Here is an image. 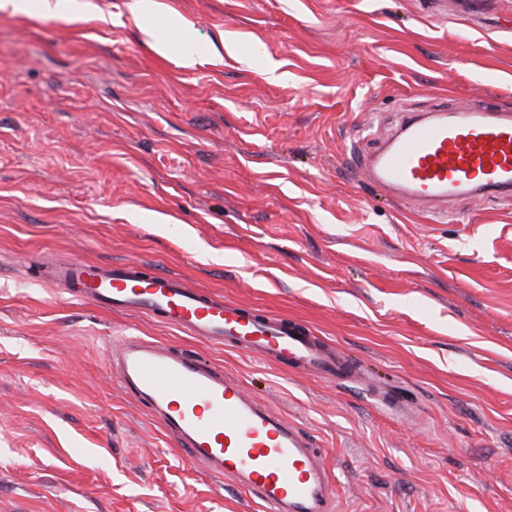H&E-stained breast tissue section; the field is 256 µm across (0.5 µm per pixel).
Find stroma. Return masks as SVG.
<instances>
[{
	"mask_svg": "<svg viewBox=\"0 0 512 512\" xmlns=\"http://www.w3.org/2000/svg\"><path fill=\"white\" fill-rule=\"evenodd\" d=\"M159 2L218 59L154 53L134 0L0 10V512H264L122 389L127 333L306 431L338 512H512V196L437 223L362 165L377 114L512 111V0ZM70 259L295 320L400 407L43 283ZM34 17L38 20L52 18L67 23L81 22L86 19L85 14L67 9L60 0H39Z\"/></svg>",
	"mask_w": 512,
	"mask_h": 512,
	"instance_id": "1",
	"label": "stroma"
}]
</instances>
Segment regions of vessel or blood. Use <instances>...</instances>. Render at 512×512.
I'll return each instance as SVG.
<instances>
[{"label": "vessel or blood", "mask_w": 512, "mask_h": 512, "mask_svg": "<svg viewBox=\"0 0 512 512\" xmlns=\"http://www.w3.org/2000/svg\"><path fill=\"white\" fill-rule=\"evenodd\" d=\"M386 195L447 221V202L512 193V113L469 104L452 112L403 113L367 158ZM46 284L108 312H133L213 344L287 363L328 381H353L348 359L287 319L214 300L172 274L142 277L127 263L80 259L53 265ZM112 366L124 390L149 407L189 459L232 480L267 512H336L327 455L310 435L251 396L240 379L186 352L117 336Z\"/></svg>", "instance_id": "1"}]
</instances>
